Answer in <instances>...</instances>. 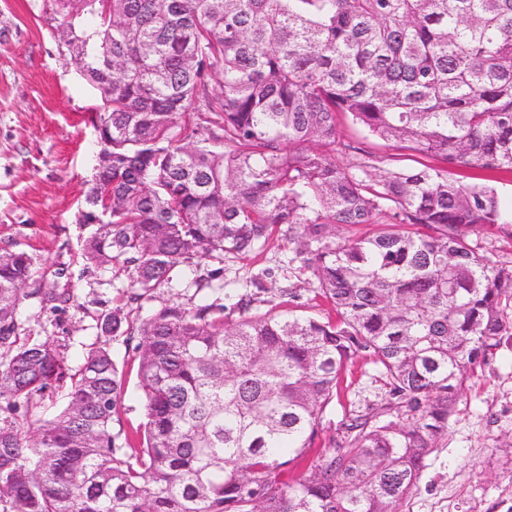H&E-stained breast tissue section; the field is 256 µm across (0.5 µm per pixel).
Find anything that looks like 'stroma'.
I'll return each instance as SVG.
<instances>
[{"label":"stroma","instance_id":"35a3bbf8","mask_svg":"<svg viewBox=\"0 0 512 512\" xmlns=\"http://www.w3.org/2000/svg\"><path fill=\"white\" fill-rule=\"evenodd\" d=\"M96 105L94 89L63 60L43 20L42 0H0V247L34 258L17 323L32 339L53 342L74 368L100 340L103 315L127 302L125 276L86 267L80 254L91 231L82 211L98 164ZM290 255L287 242L278 240L247 255L225 256L214 280L222 288L225 319H237L242 294L277 303L289 290L317 314H331V304L308 291ZM50 288L72 289L73 301L52 309L43 301ZM111 346L125 378L112 426L135 442L144 421L138 360L124 338ZM385 393L379 364L358 357L326 413L316 449L340 440L343 422L378 407ZM400 512H512V342L467 379L447 435L426 456Z\"/></svg>","mask_w":512,"mask_h":512}]
</instances>
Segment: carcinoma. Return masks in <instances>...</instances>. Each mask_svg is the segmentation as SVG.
I'll list each match as a JSON object with an SVG mask.
<instances>
[{"mask_svg": "<svg viewBox=\"0 0 512 512\" xmlns=\"http://www.w3.org/2000/svg\"><path fill=\"white\" fill-rule=\"evenodd\" d=\"M99 98L107 176L85 194L86 264L140 310L184 267L283 238L335 316L167 300L106 336L136 341L145 423L112 432L125 382L109 341L69 368L18 332L33 258L0 252V402L67 405L29 436L0 419V512H399L470 371L512 337V260L470 232L512 205L458 167L512 172V0H43ZM343 115L399 153L343 142ZM358 154L351 162L350 153ZM375 224L370 237L341 230ZM63 309L68 289L44 294ZM387 396L306 461L347 366Z\"/></svg>", "mask_w": 512, "mask_h": 512, "instance_id": "carcinoma-1", "label": "carcinoma"}]
</instances>
